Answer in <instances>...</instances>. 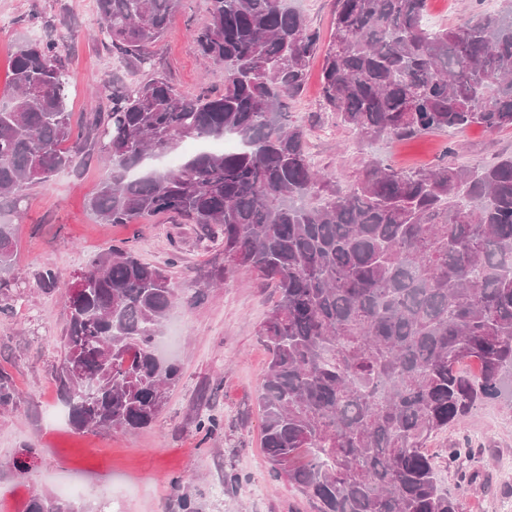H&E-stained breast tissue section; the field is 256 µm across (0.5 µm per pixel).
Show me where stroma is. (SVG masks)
<instances>
[{
	"label": "stroma",
	"mask_w": 512,
	"mask_h": 512,
	"mask_svg": "<svg viewBox=\"0 0 512 512\" xmlns=\"http://www.w3.org/2000/svg\"><path fill=\"white\" fill-rule=\"evenodd\" d=\"M503 0H429L426 21L455 27L477 12L499 11ZM211 0H183L164 38L153 49L156 70L184 93L218 89L221 67L204 66L191 30L209 18ZM67 14L72 39L69 102L74 119L106 107L92 86L113 77L131 79L128 64L94 39L95 0H0V96L8 88L10 59L25 40L47 37L46 20ZM322 55L311 61L302 96L290 102L294 120L310 128L315 168L352 184L365 156L396 168L431 167L441 162L471 165L512 155V129L488 133L473 126L448 135L381 141L359 148L352 132L334 126L321 108ZM91 159L47 183L30 187L23 218L16 224L15 269L22 301L0 316V371L15 390L0 406V512H25L34 495L60 496L63 484L80 485L72 498L76 512H310L288 482L272 477L261 445L258 397L268 352L258 330L277 298L275 288L246 270L224 268V249L210 242L209 229L158 216L138 224H104L87 202L105 176ZM126 245L144 262L164 269L178 290V302L163 328L171 342L168 358L180 379L148 427L135 431L76 432L54 381L59 338L66 323L64 300L71 276L94 255ZM46 267L59 276L56 287H41ZM214 416L221 425L200 430ZM468 442L472 455L459 468L440 465L438 478L458 498L463 512H499L512 500V399L490 400L460 423L432 438L430 452L443 456ZM37 449L28 470L24 451Z\"/></svg>",
	"instance_id": "1"
}]
</instances>
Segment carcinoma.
Returning <instances> with one entry per match:
<instances>
[{
	"label": "carcinoma",
	"mask_w": 512,
	"mask_h": 512,
	"mask_svg": "<svg viewBox=\"0 0 512 512\" xmlns=\"http://www.w3.org/2000/svg\"><path fill=\"white\" fill-rule=\"evenodd\" d=\"M108 49L145 68L182 0H95ZM428 0H334L324 110L358 143L512 128V0L456 28ZM224 67L188 95L163 74L112 80L108 109L76 123L63 43L18 47L0 105V206L29 186L109 162L89 201L104 224L158 214L218 228L224 268L275 284L258 336L269 352L259 407L271 472L311 512H459L429 440L501 393L512 374V156L414 170L367 162L344 188L315 169L309 129L284 112L320 44L287 0H212L191 31ZM173 169L150 164L185 141ZM15 224L0 218V313L15 306ZM56 372L77 431L149 426L180 378L155 347L178 294L129 248L92 257ZM26 512H75L34 495Z\"/></svg>",
	"instance_id": "cac0c4a2"
}]
</instances>
